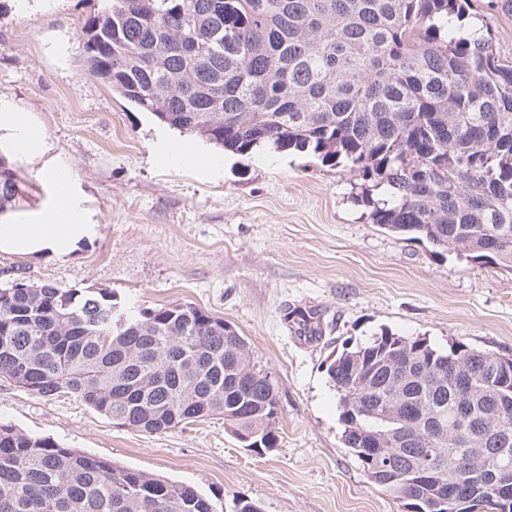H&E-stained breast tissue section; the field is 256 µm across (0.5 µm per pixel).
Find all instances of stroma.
Segmentation results:
<instances>
[{
	"instance_id": "stroma-1",
	"label": "stroma",
	"mask_w": 512,
	"mask_h": 512,
	"mask_svg": "<svg viewBox=\"0 0 512 512\" xmlns=\"http://www.w3.org/2000/svg\"><path fill=\"white\" fill-rule=\"evenodd\" d=\"M98 9L99 0H0V113H27L47 142L31 160L0 130L19 185L6 215L34 222L56 202L52 172L64 171L95 227L60 258L0 252V287L105 288L127 306L191 303L224 319L276 388L278 442L252 451L220 417L143 434L73 396L36 397L4 380L0 422L262 512H399L342 442L327 367L384 330L512 357V271L374 224L379 193L346 163L296 150L236 154L132 106L80 55ZM469 21L512 61V17L470 0ZM181 147L203 162L178 161ZM298 309L318 311L319 337L295 334L288 314Z\"/></svg>"
}]
</instances>
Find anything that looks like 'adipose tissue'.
Instances as JSON below:
<instances>
[{
	"label": "adipose tissue",
	"mask_w": 512,
	"mask_h": 512,
	"mask_svg": "<svg viewBox=\"0 0 512 512\" xmlns=\"http://www.w3.org/2000/svg\"><path fill=\"white\" fill-rule=\"evenodd\" d=\"M55 183L58 190L56 205L36 222L0 221V252L62 257L92 235V225L82 223L72 201L68 179L59 177Z\"/></svg>",
	"instance_id": "obj_1"
}]
</instances>
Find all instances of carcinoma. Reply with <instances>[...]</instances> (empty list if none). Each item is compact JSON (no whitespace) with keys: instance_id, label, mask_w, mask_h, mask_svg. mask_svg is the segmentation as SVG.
<instances>
[{"instance_id":"obj_1","label":"carcinoma","mask_w":512,"mask_h":512,"mask_svg":"<svg viewBox=\"0 0 512 512\" xmlns=\"http://www.w3.org/2000/svg\"><path fill=\"white\" fill-rule=\"evenodd\" d=\"M468 0H103L82 30L89 73L159 122L227 151L259 147L344 158L389 188L373 223L512 271V66L486 36L458 37ZM18 194L0 157V209ZM494 242L497 251L486 246ZM112 292L0 288V377L49 398L81 399L117 424L162 434L210 416L268 450L279 407L223 322L190 304L128 311ZM327 372L342 440L374 483L417 512H512L492 485L512 462V365L453 342L383 332ZM466 405L467 421L458 419ZM441 413L443 430L420 424ZM375 434L395 457L376 471ZM453 451L488 448L441 503L417 482ZM0 512H217L194 487L0 424Z\"/></svg>"}]
</instances>
